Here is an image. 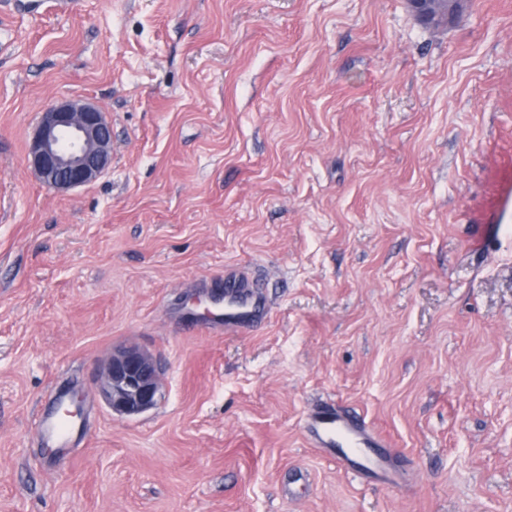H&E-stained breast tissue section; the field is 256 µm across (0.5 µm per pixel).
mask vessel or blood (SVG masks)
I'll return each mask as SVG.
<instances>
[{
  "label": "vessel or blood",
  "mask_w": 512,
  "mask_h": 512,
  "mask_svg": "<svg viewBox=\"0 0 512 512\" xmlns=\"http://www.w3.org/2000/svg\"><path fill=\"white\" fill-rule=\"evenodd\" d=\"M267 299L252 278L230 271L224 275V328L238 331L254 327L265 316ZM36 427L50 447L66 451L73 441V428L61 420L58 412H44ZM309 429L320 447L329 449L338 465L358 475L390 478L385 455L373 453L375 436L364 424L324 408L309 420Z\"/></svg>",
  "instance_id": "b4317fda"
}]
</instances>
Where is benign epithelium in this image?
Here are the masks:
<instances>
[{
    "label": "benign epithelium",
    "mask_w": 512,
    "mask_h": 512,
    "mask_svg": "<svg viewBox=\"0 0 512 512\" xmlns=\"http://www.w3.org/2000/svg\"><path fill=\"white\" fill-rule=\"evenodd\" d=\"M465 0H408L415 17L437 19L443 6L455 12ZM112 160V132L104 112L82 99L48 105L29 144L26 163L43 185L69 190L101 176ZM158 364L128 348L112 355L97 386L112 412L132 416L153 408L159 397Z\"/></svg>",
    "instance_id": "1"
}]
</instances>
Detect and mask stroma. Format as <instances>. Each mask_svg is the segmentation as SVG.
I'll list each match as a JSON object with an SVG mask.
<instances>
[{
	"label": "stroma",
	"instance_id": "1",
	"mask_svg": "<svg viewBox=\"0 0 512 512\" xmlns=\"http://www.w3.org/2000/svg\"><path fill=\"white\" fill-rule=\"evenodd\" d=\"M63 98L112 162L57 192L25 154ZM228 268L255 331L203 315ZM125 347L135 416L97 391ZM325 406L399 484L313 448ZM0 512H512V0H0ZM407 2L415 17L426 21L437 19L443 6L447 5V1L444 0H408ZM438 23L440 25L448 24V17L445 11L441 13ZM224 331L254 327L267 311V299L259 284L235 271H224ZM158 364L146 353L128 348L112 355L97 386L113 413L132 416L153 408L159 397ZM36 427L50 448H57L64 458L73 441V424L65 425L59 411H46L37 418Z\"/></svg>",
	"mask_w": 512,
	"mask_h": 512
}]
</instances>
